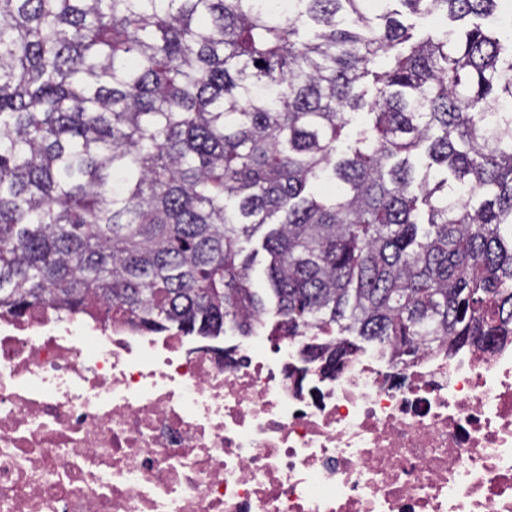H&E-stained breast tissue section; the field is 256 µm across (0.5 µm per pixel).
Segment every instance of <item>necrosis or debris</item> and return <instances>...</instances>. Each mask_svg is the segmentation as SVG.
Wrapping results in <instances>:
<instances>
[{
  "label": "necrosis or debris",
  "mask_w": 512,
  "mask_h": 512,
  "mask_svg": "<svg viewBox=\"0 0 512 512\" xmlns=\"http://www.w3.org/2000/svg\"><path fill=\"white\" fill-rule=\"evenodd\" d=\"M323 340L0 313V512H512V340L331 375Z\"/></svg>",
  "instance_id": "4bbe7bcc"
}]
</instances>
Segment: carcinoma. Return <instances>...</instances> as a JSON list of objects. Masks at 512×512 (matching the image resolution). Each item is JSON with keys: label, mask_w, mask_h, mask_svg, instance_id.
Segmentation results:
<instances>
[{"label": "carcinoma", "mask_w": 512, "mask_h": 512, "mask_svg": "<svg viewBox=\"0 0 512 512\" xmlns=\"http://www.w3.org/2000/svg\"><path fill=\"white\" fill-rule=\"evenodd\" d=\"M379 2L0 0V311L93 300L185 336L272 312L329 336L330 374L348 334L512 336L501 0Z\"/></svg>", "instance_id": "carcinoma-1"}]
</instances>
